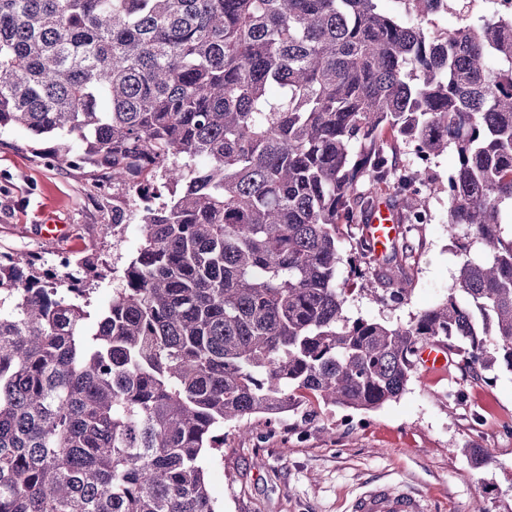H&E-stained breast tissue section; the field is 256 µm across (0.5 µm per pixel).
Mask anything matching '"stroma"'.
I'll return each instance as SVG.
<instances>
[{
	"mask_svg": "<svg viewBox=\"0 0 512 512\" xmlns=\"http://www.w3.org/2000/svg\"><path fill=\"white\" fill-rule=\"evenodd\" d=\"M47 141L19 126L0 132V250L31 253L57 276L82 281L89 311L112 299V270L121 268L140 239L135 220L118 235L104 234L113 209H127L129 186H109L82 168L47 163ZM448 199L431 201V223L421 225L412 293L393 309L355 293L351 318L404 322L455 291L459 258L448 238ZM70 227L61 242L41 238L45 217ZM68 252L67 267L57 255ZM96 255L103 278L79 260ZM465 395L449 400V390ZM250 437L225 427L223 449L206 459L211 492L223 512H350L373 484H390L435 503V512H512V371L495 367L475 377L450 364L446 377L417 374L394 401L371 411L322 410L309 421L288 416L274 436L264 420L249 421ZM483 449L489 465L475 467L464 451Z\"/></svg>",
	"mask_w": 512,
	"mask_h": 512,
	"instance_id": "35a3bbf8",
	"label": "stroma"
}]
</instances>
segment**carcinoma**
Instances as JSON below:
<instances>
[{
    "mask_svg": "<svg viewBox=\"0 0 512 512\" xmlns=\"http://www.w3.org/2000/svg\"><path fill=\"white\" fill-rule=\"evenodd\" d=\"M380 2L0 0V129L147 199L94 316L0 252V512H221L203 458L226 423L380 408L427 344L512 370V13L442 30L450 0ZM438 190L457 292L351 319L340 265L407 304ZM397 225L395 210L385 200H380L365 228L366 236L375 243L378 254L383 253L388 242L395 237Z\"/></svg>",
    "mask_w": 512,
    "mask_h": 512,
    "instance_id": "carcinoma-1",
    "label": "carcinoma"
}]
</instances>
